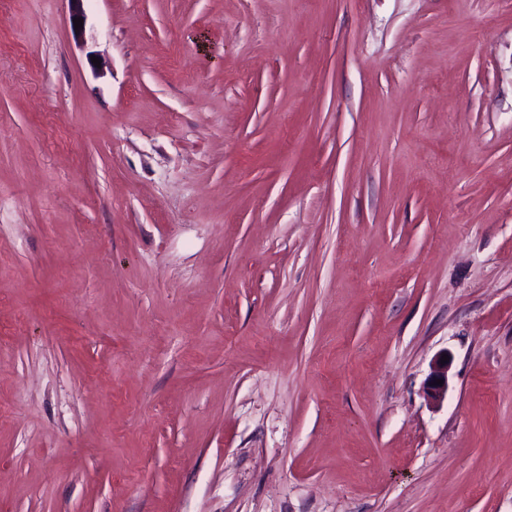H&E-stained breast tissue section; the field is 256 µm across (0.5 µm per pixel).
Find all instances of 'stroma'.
I'll list each match as a JSON object with an SVG mask.
<instances>
[{
  "mask_svg": "<svg viewBox=\"0 0 512 512\" xmlns=\"http://www.w3.org/2000/svg\"><path fill=\"white\" fill-rule=\"evenodd\" d=\"M84 10L0 0V512H512V0ZM441 359H437L432 366L425 391L427 398L435 404H439L448 391V360L445 364H441ZM437 379L443 380V384L433 385Z\"/></svg>",
  "mask_w": 512,
  "mask_h": 512,
  "instance_id": "1",
  "label": "stroma"
}]
</instances>
